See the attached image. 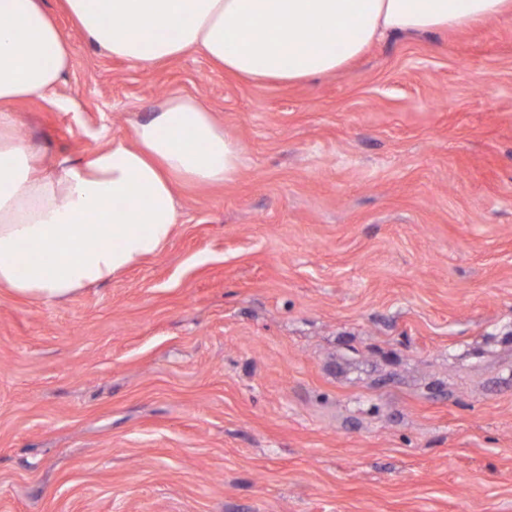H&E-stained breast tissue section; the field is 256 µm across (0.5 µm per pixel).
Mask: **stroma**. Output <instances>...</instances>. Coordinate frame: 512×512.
<instances>
[{
    "label": "stroma",
    "mask_w": 512,
    "mask_h": 512,
    "mask_svg": "<svg viewBox=\"0 0 512 512\" xmlns=\"http://www.w3.org/2000/svg\"><path fill=\"white\" fill-rule=\"evenodd\" d=\"M71 44L45 161L165 95L243 150L165 250L49 304L0 287V512H512V14L246 83Z\"/></svg>",
    "instance_id": "35a3bbf8"
}]
</instances>
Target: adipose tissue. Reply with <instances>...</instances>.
<instances>
[{
    "mask_svg": "<svg viewBox=\"0 0 512 512\" xmlns=\"http://www.w3.org/2000/svg\"><path fill=\"white\" fill-rule=\"evenodd\" d=\"M62 0L78 29L144 66L189 52L241 80L336 72L394 34L466 29L512 0ZM44 0H0V286L58 301L160 254L179 222L175 188L233 179L242 149L197 99L163 97L132 138L35 171L14 132L18 101L45 97L70 65Z\"/></svg>",
    "mask_w": 512,
    "mask_h": 512,
    "instance_id": "ef3b65f1",
    "label": "adipose tissue"
}]
</instances>
